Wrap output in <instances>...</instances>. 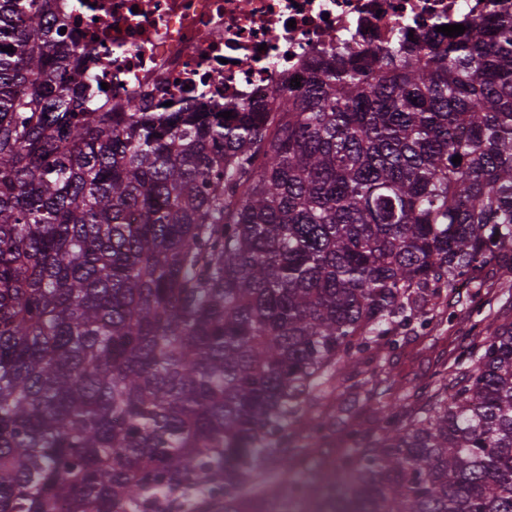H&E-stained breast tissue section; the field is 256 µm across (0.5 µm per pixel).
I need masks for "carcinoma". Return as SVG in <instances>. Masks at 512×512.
<instances>
[{"label": "carcinoma", "instance_id": "cac0c4a2", "mask_svg": "<svg viewBox=\"0 0 512 512\" xmlns=\"http://www.w3.org/2000/svg\"><path fill=\"white\" fill-rule=\"evenodd\" d=\"M52 3L0 0V512H512V324L272 476L337 371L512 252V14L226 120L85 111ZM332 431L327 433V437L323 440L322 446L316 448L312 453L306 455H297L294 464L298 470H304L318 464H330L336 459V455L344 450L343 436L340 433L341 426L337 424Z\"/></svg>", "mask_w": 512, "mask_h": 512}]
</instances>
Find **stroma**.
<instances>
[{"mask_svg":"<svg viewBox=\"0 0 512 512\" xmlns=\"http://www.w3.org/2000/svg\"><path fill=\"white\" fill-rule=\"evenodd\" d=\"M468 291H461L454 305L460 313L453 324L429 325L425 329L404 331L396 347H383L377 353L372 367L351 366L341 370L332 395L337 408L346 410L348 417L358 418L366 425L373 424L375 415L368 402L369 396H383L385 384L379 383L373 373L374 367H383L393 380L405 384L415 400H422L427 386L440 361L447 359L467 341L470 322L461 311L468 300Z\"/></svg>","mask_w":512,"mask_h":512,"instance_id":"35a3bbf8","label":"stroma"}]
</instances>
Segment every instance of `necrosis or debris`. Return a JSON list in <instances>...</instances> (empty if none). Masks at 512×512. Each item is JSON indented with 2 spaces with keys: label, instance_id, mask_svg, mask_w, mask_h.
<instances>
[{
  "label": "necrosis or debris",
  "instance_id": "necrosis-or-debris-1",
  "mask_svg": "<svg viewBox=\"0 0 512 512\" xmlns=\"http://www.w3.org/2000/svg\"><path fill=\"white\" fill-rule=\"evenodd\" d=\"M488 0H55L56 17L94 44L87 98L238 111L336 49L359 56L430 26L482 19Z\"/></svg>",
  "mask_w": 512,
  "mask_h": 512
}]
</instances>
